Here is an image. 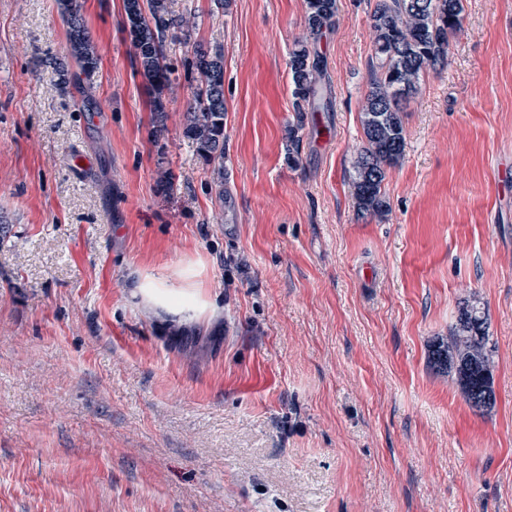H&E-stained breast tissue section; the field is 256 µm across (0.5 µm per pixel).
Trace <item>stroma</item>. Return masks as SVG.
I'll return each mask as SVG.
<instances>
[{
    "label": "stroma",
    "instance_id": "1",
    "mask_svg": "<svg viewBox=\"0 0 512 512\" xmlns=\"http://www.w3.org/2000/svg\"><path fill=\"white\" fill-rule=\"evenodd\" d=\"M81 3L91 79L55 0H0V512H512V0H464L371 219L351 175L375 0H337L295 165L305 0H178L224 48L220 194L183 135L190 71L154 133L123 0ZM153 277L203 313L139 304ZM474 294L485 416L428 362Z\"/></svg>",
    "mask_w": 512,
    "mask_h": 512
}]
</instances>
